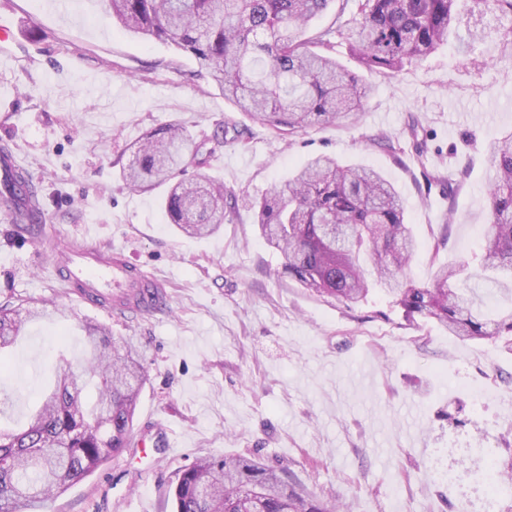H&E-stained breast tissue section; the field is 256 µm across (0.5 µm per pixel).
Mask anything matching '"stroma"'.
<instances>
[{
    "instance_id": "obj_1",
    "label": "stroma",
    "mask_w": 512,
    "mask_h": 512,
    "mask_svg": "<svg viewBox=\"0 0 512 512\" xmlns=\"http://www.w3.org/2000/svg\"><path fill=\"white\" fill-rule=\"evenodd\" d=\"M0 23L15 33L0 48V145L26 167L47 219L36 239L0 221V304L77 314L27 323L0 370L12 399L0 422L26 421L58 348L84 357L78 317L132 339L147 371L132 448L45 512H173L179 473L224 454L291 472L346 512H512V499L487 498L488 478L445 476L480 448L512 468V348L460 341L380 293L351 307L314 295L285 273L252 209L190 237L168 222L166 186L134 191L122 178L147 132L177 123L210 137L227 120L246 143L225 142L185 181L257 200L318 155L372 167L405 201L418 242L408 278L432 283L441 265L482 252L489 143L512 130V58L499 43L511 22L461 11L447 44L388 76L337 38L333 56L369 88L362 111L287 137L237 111L189 54L126 35L103 0H0ZM474 30L482 41L470 42ZM84 234L165 281V305L117 315L66 295L51 238Z\"/></svg>"
}]
</instances>
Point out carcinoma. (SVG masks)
<instances>
[{
	"label": "carcinoma",
	"mask_w": 512,
	"mask_h": 512,
	"mask_svg": "<svg viewBox=\"0 0 512 512\" xmlns=\"http://www.w3.org/2000/svg\"><path fill=\"white\" fill-rule=\"evenodd\" d=\"M333 0H105L122 30L167 42L191 54L200 72L241 112L280 134L334 124L363 108L366 87L326 52L345 36L368 70H401L436 51L455 29L460 0H355L357 18L342 31L311 27ZM480 11L512 18V0H470ZM186 128L152 132L123 168L129 188L170 184L165 208L186 235L220 230L239 207L224 185L196 190L176 180L214 153ZM495 175L486 192L484 245L478 267L442 266L430 285L402 280L416 252L403 200L378 170L344 165L330 156L308 160L291 177L247 205L262 238L284 258V271L319 296L348 305L379 289L411 319H432L463 340L496 336L512 344V131L491 144ZM26 208L0 192V208ZM479 278L498 285L505 304L477 302L456 282ZM73 312L0 305V361L36 319ZM89 356L81 370L59 359L53 383L27 426L0 431V512H38L130 447L145 371L132 346L109 328L80 321ZM174 512H336L284 473L244 456L208 455L185 468L173 488Z\"/></svg>",
	"instance_id": "obj_1"
}]
</instances>
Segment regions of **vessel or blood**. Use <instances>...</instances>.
<instances>
[{
  "instance_id": "obj_1",
  "label": "vessel or blood",
  "mask_w": 512,
  "mask_h": 512,
  "mask_svg": "<svg viewBox=\"0 0 512 512\" xmlns=\"http://www.w3.org/2000/svg\"><path fill=\"white\" fill-rule=\"evenodd\" d=\"M61 277L70 295L93 307H107L110 298L129 295L131 311H150L166 297L164 283L128 265L108 258L92 242L69 245Z\"/></svg>"
}]
</instances>
